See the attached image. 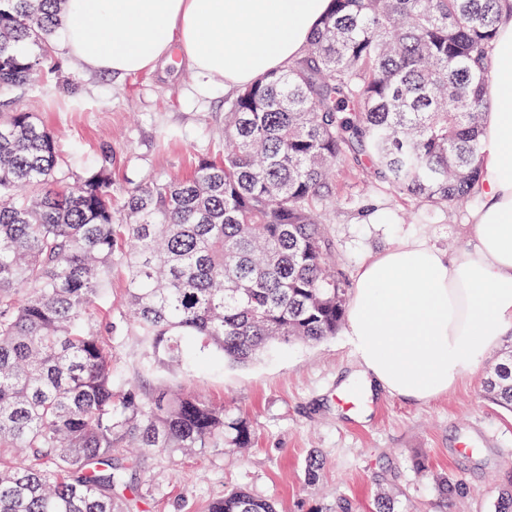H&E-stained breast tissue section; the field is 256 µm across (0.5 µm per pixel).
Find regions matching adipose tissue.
<instances>
[{
  "mask_svg": "<svg viewBox=\"0 0 512 512\" xmlns=\"http://www.w3.org/2000/svg\"><path fill=\"white\" fill-rule=\"evenodd\" d=\"M330 0H67L61 47L89 73L131 76L180 55L202 79L233 92L287 69ZM498 104L470 216L474 246L446 253L423 241L360 266L347 331L366 383L422 402L455 386L512 328V18L491 52Z\"/></svg>",
  "mask_w": 512,
  "mask_h": 512,
  "instance_id": "obj_1",
  "label": "adipose tissue"
}]
</instances>
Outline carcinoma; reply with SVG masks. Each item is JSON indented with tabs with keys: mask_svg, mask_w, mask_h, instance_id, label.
I'll list each match as a JSON object with an SVG mask.
<instances>
[{
	"mask_svg": "<svg viewBox=\"0 0 512 512\" xmlns=\"http://www.w3.org/2000/svg\"><path fill=\"white\" fill-rule=\"evenodd\" d=\"M507 15L512 0H332L300 58L226 98L224 155L174 182L116 189L107 151L65 185L44 125L0 118V512H117L138 467L114 463L122 448L248 447L246 421L192 392L116 400L112 334L135 337L148 370L336 335L348 288L322 220L336 160L434 210L474 199ZM62 22L63 0H0V94L42 72ZM485 390L512 411V345ZM436 483L445 505L466 492ZM208 512L277 508L237 488ZM370 512L396 503L380 491Z\"/></svg>",
	"mask_w": 512,
	"mask_h": 512,
	"instance_id": "cac0c4a2",
	"label": "carcinoma"
}]
</instances>
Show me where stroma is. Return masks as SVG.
Wrapping results in <instances>:
<instances>
[{"instance_id":"1","label":"stroma","mask_w":512,"mask_h":512,"mask_svg":"<svg viewBox=\"0 0 512 512\" xmlns=\"http://www.w3.org/2000/svg\"><path fill=\"white\" fill-rule=\"evenodd\" d=\"M179 60L152 73L86 74L55 51L41 74L11 96L10 108L32 113L60 146L65 179L85 176L113 154L116 182L188 176L198 159L224 142L220 85L207 93ZM336 203L327 211L336 260L347 278L373 253L423 240L449 253L472 241L474 204L430 211L364 182L344 158L335 167ZM117 337L112 380L117 392L136 387L145 397L183 389L223 403L246 419L253 437L240 453L197 456L142 449L138 494L116 488L131 512H207L224 491L244 488L283 512H334L349 499L368 512L377 486L399 512H492L504 473L512 472V411L484 396L495 361L485 360L448 393L416 402L373 392L357 374L345 331L316 343L283 345L247 365L195 357L182 369L142 370ZM322 465L305 480L310 459ZM448 473L468 493L442 507L432 476Z\"/></svg>"}]
</instances>
